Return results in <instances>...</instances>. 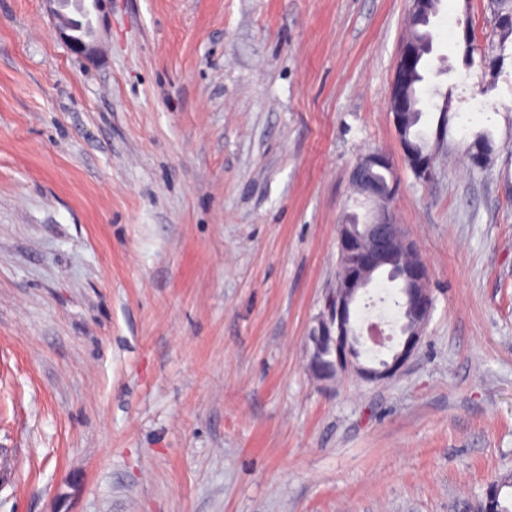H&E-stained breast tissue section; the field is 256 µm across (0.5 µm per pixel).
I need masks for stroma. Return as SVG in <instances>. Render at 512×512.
I'll return each mask as SVG.
<instances>
[{
    "label": "stroma",
    "instance_id": "1",
    "mask_svg": "<svg viewBox=\"0 0 512 512\" xmlns=\"http://www.w3.org/2000/svg\"><path fill=\"white\" fill-rule=\"evenodd\" d=\"M411 5L107 0L89 62L0 0V512H473L512 475V36L441 0L423 181L388 110ZM383 215L431 317L397 375L317 381L338 227ZM398 298L377 276L357 326ZM381 166H392L389 157L382 152H375L360 159L351 171V180L362 192L380 203H387L395 194L397 184L389 186L385 181L396 179L393 169H387L383 173H376ZM397 180V179H396Z\"/></svg>",
    "mask_w": 512,
    "mask_h": 512
}]
</instances>
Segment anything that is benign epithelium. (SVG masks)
Instances as JSON below:
<instances>
[{
  "label": "benign epithelium",
  "mask_w": 512,
  "mask_h": 512,
  "mask_svg": "<svg viewBox=\"0 0 512 512\" xmlns=\"http://www.w3.org/2000/svg\"><path fill=\"white\" fill-rule=\"evenodd\" d=\"M47 12L54 22V29L71 52L84 59L98 55L93 38L79 39L75 36L71 15L61 8L62 0H43ZM432 18L431 0H412L408 25L416 26ZM414 77V56L409 42H404L393 73L388 102L389 112L397 131L403 154H408L409 145L401 130L400 112L403 111L405 92ZM389 157L375 152L360 159L351 171V180L362 192L380 203H387L395 194L396 186L376 178L378 168L389 166ZM338 241L343 273L337 277L336 291L324 312L314 319L310 334L318 342L310 351V369L319 380L335 378L339 372L353 371L369 381H381L396 375L416 350L432 309L430 276L423 263L414 261L399 267L401 279L415 294L417 304L412 308L414 328L404 339L401 350L382 367L370 368L360 364L352 352V316L350 295L361 285V276L368 268H378L392 262L398 251L414 257L418 251L409 240L400 224L390 222L386 216L372 224L356 226L339 225Z\"/></svg>",
  "instance_id": "1"
}]
</instances>
